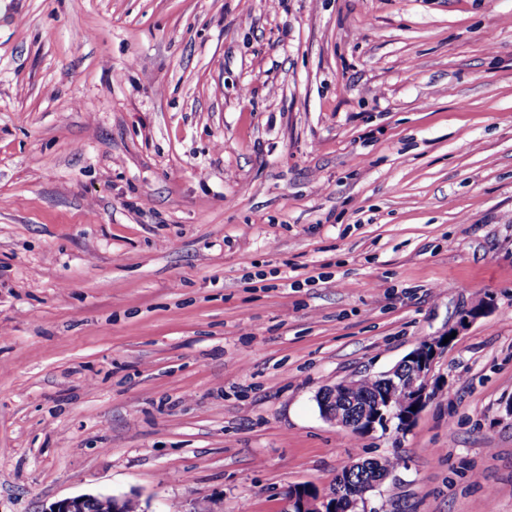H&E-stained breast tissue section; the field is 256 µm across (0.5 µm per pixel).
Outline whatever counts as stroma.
Returning <instances> with one entry per match:
<instances>
[{
    "instance_id": "stroma-1",
    "label": "stroma",
    "mask_w": 512,
    "mask_h": 512,
    "mask_svg": "<svg viewBox=\"0 0 512 512\" xmlns=\"http://www.w3.org/2000/svg\"><path fill=\"white\" fill-rule=\"evenodd\" d=\"M403 432L316 396L460 312ZM512 512V0H0V512ZM383 463H384L383 465H384L385 471H387V472H388V470L390 471L392 462L389 461L388 459H386L383 461ZM384 469H382V464H381V462H379V466H375L373 468V472H370L371 470H369L370 476H369L368 480L363 484V487H362L363 490L361 492H359V497L357 498V500L354 504V511H356L355 509L361 503L363 505L361 512H367L366 494L368 492L376 489L387 478V477L384 478V476L386 475V472L384 471ZM124 498L126 497H117L111 494L81 495L55 503L50 512H121ZM88 501L97 502L100 505V510L95 503H90L83 511V505Z\"/></svg>"
}]
</instances>
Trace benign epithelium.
<instances>
[{
    "instance_id": "7a95c632",
    "label": "benign epithelium",
    "mask_w": 512,
    "mask_h": 512,
    "mask_svg": "<svg viewBox=\"0 0 512 512\" xmlns=\"http://www.w3.org/2000/svg\"><path fill=\"white\" fill-rule=\"evenodd\" d=\"M480 313L481 310L474 306L463 310L456 324L449 328L448 332L461 333ZM448 347L449 344L443 343V337L429 336L386 372L389 393L401 395L397 406L391 405L392 397L389 396L369 401L359 412L352 413L348 410L344 397L353 390V382L343 381L324 389L333 407L323 409V418L331 424L348 429L362 426L366 432L374 431L379 418H388V412L393 408L402 414L405 422L413 421L430 400L436 364ZM385 475L382 466L374 467L368 480L363 484V490L359 492L356 503L367 504L366 494L376 489L384 481ZM88 501L97 502L100 505V512H121L123 498L111 494L81 495L55 503L50 512H83V505Z\"/></svg>"
}]
</instances>
